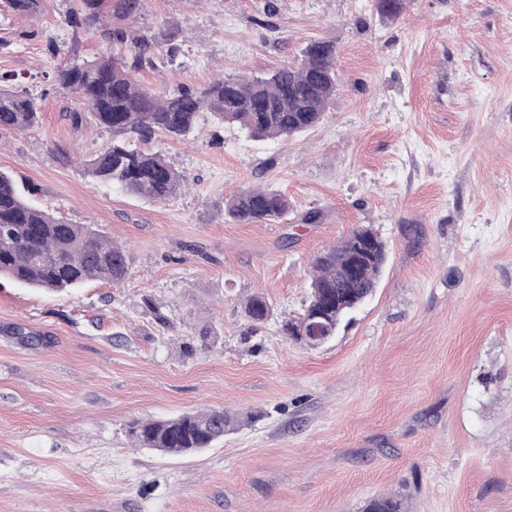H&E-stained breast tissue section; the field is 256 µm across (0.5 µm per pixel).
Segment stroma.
<instances>
[{
    "instance_id": "obj_1",
    "label": "stroma",
    "mask_w": 512,
    "mask_h": 512,
    "mask_svg": "<svg viewBox=\"0 0 512 512\" xmlns=\"http://www.w3.org/2000/svg\"><path fill=\"white\" fill-rule=\"evenodd\" d=\"M80 4L0 0V75L42 99L36 127L0 128V170L124 246L129 274L61 296L0 280V512H362L380 495L512 512V0H406L390 22L373 0H104L76 32ZM111 28L155 36L162 61L138 78L158 94L297 63L320 38L340 80L290 138L210 117L157 135L148 151L190 188L142 200L84 166L111 131L44 91L43 72L111 52ZM245 188L281 191L287 214L230 222ZM363 226L388 249L373 297L320 347L288 339L312 259ZM255 294L271 305L257 324ZM206 407L233 425L202 453L127 434ZM100 2L101 0H83L81 7L68 18L73 31L77 32L82 27H90L98 23Z\"/></svg>"
}]
</instances>
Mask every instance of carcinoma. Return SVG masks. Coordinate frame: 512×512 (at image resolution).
Instances as JSON below:
<instances>
[{
	"instance_id": "cac0c4a2",
	"label": "carcinoma",
	"mask_w": 512,
	"mask_h": 512,
	"mask_svg": "<svg viewBox=\"0 0 512 512\" xmlns=\"http://www.w3.org/2000/svg\"><path fill=\"white\" fill-rule=\"evenodd\" d=\"M101 0H83L69 18L73 31L99 21ZM405 0H377L379 18L396 19ZM17 14L32 16L39 0H8ZM117 54L93 61L73 62L49 75L56 89L69 90L83 101L97 125L112 131L107 144L87 163L97 181L117 185L146 200L177 195L187 181L159 152L140 145L159 133L175 138L191 136L205 112L224 123L238 125L256 139L290 137L315 126L336 92V42L307 43L301 60L267 76L221 78L202 90L180 88L155 94L135 74L156 67L152 41L141 35L110 31ZM40 99L25 92L0 88V128L26 131L40 118ZM288 210L286 197L267 189H247L232 195L226 215L237 224H268ZM385 244L369 227H360L336 247L312 260L310 296L303 313L282 322L283 334L299 341L298 330L315 319L325 333L336 336L344 319L374 292L385 261ZM129 272L126 250L112 243L91 224H68L31 204L25 188L0 172V279L51 293H65L88 281L118 283ZM266 298H248L246 315L260 323L270 314ZM10 335L27 346L46 342L21 325ZM231 417L219 409H201L158 420H134L128 432L141 446L171 454L200 453L224 436ZM364 512H404L394 496L370 499Z\"/></svg>"
}]
</instances>
